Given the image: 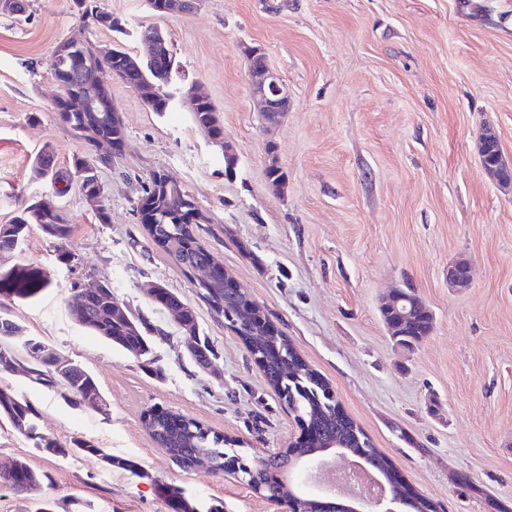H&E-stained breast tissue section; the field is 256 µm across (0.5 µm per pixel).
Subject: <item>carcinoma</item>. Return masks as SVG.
<instances>
[{
  "label": "carcinoma",
  "mask_w": 512,
  "mask_h": 512,
  "mask_svg": "<svg viewBox=\"0 0 512 512\" xmlns=\"http://www.w3.org/2000/svg\"><path fill=\"white\" fill-rule=\"evenodd\" d=\"M83 26L105 28L110 31L118 27V19L112 13L99 6L98 0H73ZM140 85H169L177 71L175 57H170L167 66L160 70L141 63ZM196 127L206 132L211 138L224 137L222 126L215 106L205 101L192 111ZM112 163V159L99 157L93 150L73 158L68 169L57 168L55 155L49 150L41 151L34 160V176L39 180H48L51 184L65 182L64 191L77 186L80 192L95 198L103 195L99 181L98 169ZM38 225L42 233L56 242L57 251L62 259L69 258L65 243L69 239L72 227L66 215L61 211L51 212L43 204L33 202L26 205L11 223L0 225V252L10 253L17 244L25 241L29 227ZM199 225L193 231L171 224L169 230L157 227V233L164 241L157 243V248L166 254L179 268L184 269L198 263L213 259L211 252L199 239ZM47 287L40 271L32 268L30 275L20 280L13 277L12 270L0 268V298L9 300H28L37 297ZM408 302L399 307L386 310L379 308V313L387 332L395 343L411 349L433 331L434 316L423 299L411 288L401 291ZM115 298L110 283L91 294L81 308L70 310L72 320L89 330L106 343L131 353L143 369L154 376H161L162 370L156 366L154 356V337L151 329L135 317L129 310L116 315L112 313V299ZM201 299L216 313L224 316L226 324L233 322L236 307L232 303H223L224 277L217 276ZM182 334L195 339L189 349L190 358L201 368L207 367L210 358L215 356L213 346L201 335L197 315L179 324ZM289 339L284 336H267L260 343L265 361L261 362L269 385L279 396L288 412L301 422H306L315 430V439L297 448L299 454H310L323 448V445L337 441L351 452L364 453L370 445L365 443L369 436L343 410H336V403L327 395L329 384L313 381L309 373L302 369L298 358L289 352ZM48 343L32 337L23 346L22 352L0 342V353L10 354L23 373L31 382L48 390L61 388L66 391L70 401L85 410L98 415L108 414V405L96 377L85 367L79 371L68 372L60 367V360L53 354L41 356L37 351ZM39 411L22 393L0 387V422L8 424L17 434L30 441L34 448L45 455L67 459L80 454L99 457L110 470H122L139 478L149 477L141 464L132 457L114 455L96 446L89 440L73 438L67 444L57 439L39 434L37 419ZM143 427L149 437L163 448L171 459L180 461V468L192 469V459L203 456L214 463L211 472L224 474L227 463L237 464L236 472L247 483L262 488V496L268 500L290 502L298 496V489L281 480L279 467L286 463L289 452L272 455L270 463L250 464L247 462L240 442L227 435L218 433L201 421L167 408L153 406L143 414ZM49 476L34 469L24 458H12L0 470V487L15 493H25L39 497L35 512H57L56 503L39 493ZM154 488L167 504L169 512H223V509L208 505L192 495L187 489L163 479H152Z\"/></svg>",
  "instance_id": "1"
}]
</instances>
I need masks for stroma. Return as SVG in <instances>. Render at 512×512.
I'll use <instances>...</instances> for the list:
<instances>
[{
	"instance_id": "stroma-1",
	"label": "stroma",
	"mask_w": 512,
	"mask_h": 512,
	"mask_svg": "<svg viewBox=\"0 0 512 512\" xmlns=\"http://www.w3.org/2000/svg\"><path fill=\"white\" fill-rule=\"evenodd\" d=\"M99 4L122 28H89L93 42L136 56L145 27L167 34L176 81L214 104L236 173L226 177L223 149L186 105L152 111L114 79L127 148L99 170L108 222L78 189L57 195L32 164L46 146L61 168L86 151L52 108L59 87L49 68L79 21L71 0H28L19 17L0 11V224L35 198L73 226L69 261L35 226L20 251L0 257V267L29 265L48 283L0 308L22 327L14 349L37 337L85 365L109 413L76 407L18 372L1 373L0 386L37 406L43 434L136 458L149 477L107 470L90 455L42 454L6 424L0 459L22 457L48 474L42 494L58 512H168L155 477L224 512H278L233 477L182 470L142 426L143 412L160 405L239 439L254 463L300 432L223 316L138 224L140 185L160 171L209 216L204 245L414 493L443 512H493L495 502L512 512V187L493 181L479 154L490 127L512 158V0H198L193 12L167 16L146 0ZM243 42L264 47L292 95L270 132L249 95ZM270 142L287 174L279 192L266 176ZM459 259L472 263L470 287L448 283ZM100 281L156 331L162 377L71 320L79 291ZM157 284L194 307L216 351L209 368L192 362L174 319L154 305ZM406 286L435 320L411 350L394 343L378 311Z\"/></svg>"
}]
</instances>
